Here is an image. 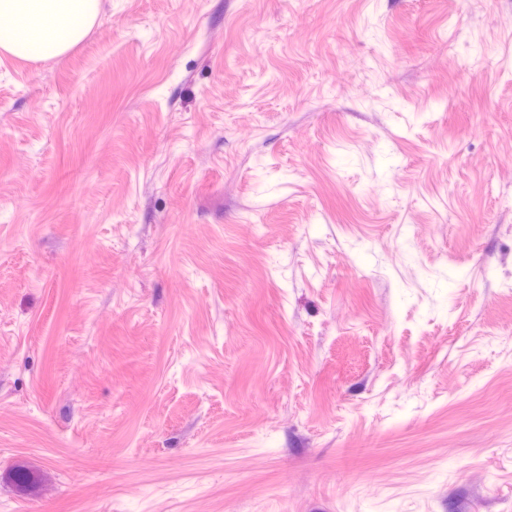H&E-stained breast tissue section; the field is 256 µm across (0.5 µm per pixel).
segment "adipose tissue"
I'll list each match as a JSON object with an SVG mask.
<instances>
[{
	"instance_id": "obj_1",
	"label": "adipose tissue",
	"mask_w": 512,
	"mask_h": 512,
	"mask_svg": "<svg viewBox=\"0 0 512 512\" xmlns=\"http://www.w3.org/2000/svg\"><path fill=\"white\" fill-rule=\"evenodd\" d=\"M99 0H0V50L41 61L61 56L92 30Z\"/></svg>"
}]
</instances>
